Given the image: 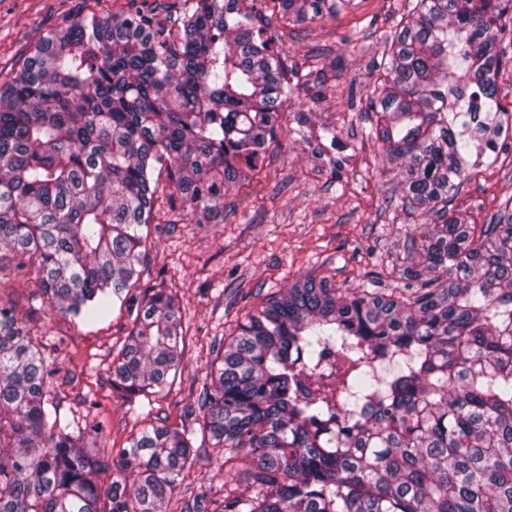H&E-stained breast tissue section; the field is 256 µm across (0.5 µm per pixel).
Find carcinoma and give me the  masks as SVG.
Masks as SVG:
<instances>
[{
	"label": "carcinoma",
	"mask_w": 512,
	"mask_h": 512,
	"mask_svg": "<svg viewBox=\"0 0 512 512\" xmlns=\"http://www.w3.org/2000/svg\"><path fill=\"white\" fill-rule=\"evenodd\" d=\"M178 19L94 12L41 36L0 83V253L33 265L60 316L119 301L130 332L112 389L150 400L183 363V315L136 288L142 228L166 203L198 223L252 185L294 95L278 30L257 0H185ZM286 22L354 0H272ZM373 31L385 50L362 140L399 168L386 199L428 226L386 274L351 290L304 274L247 312L209 365L193 426L149 424L99 449L60 419L53 374L0 302V512H512V198L485 224L454 202L484 160L512 156L499 77L512 0H408ZM292 132L337 174L336 129ZM167 172V181L158 173ZM245 488L199 490L179 510L197 440Z\"/></svg>",
	"instance_id": "carcinoma-1"
}]
</instances>
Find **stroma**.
<instances>
[{
  "instance_id": "obj_1",
  "label": "stroma",
  "mask_w": 512,
  "mask_h": 512,
  "mask_svg": "<svg viewBox=\"0 0 512 512\" xmlns=\"http://www.w3.org/2000/svg\"><path fill=\"white\" fill-rule=\"evenodd\" d=\"M160 6L173 13L183 0H0V81L49 30L92 11L127 15ZM404 8V0H354L336 18L288 27L283 47L298 78L289 111L312 112L315 124L346 136L369 126L365 94L379 76L373 62L383 48L358 32L368 25L390 28ZM279 140L261 173L260 192L246 186L229 192L235 214L197 224L185 212L164 210L144 230L137 286L172 291L183 314L185 347L180 373L152 402L132 405L111 391L112 357L130 329L124 310L114 307L100 321L74 323L51 310L34 282L15 281L12 266L0 269V301L14 303L33 340L43 344L64 419L97 428L110 448L125 447L144 424H181L184 406L205 380L212 348L234 334L244 313L309 272L361 287L376 259L414 229L411 216L385 207L399 176L383 168L375 148L357 149L339 177L298 136L284 133ZM510 196L512 165L498 161L482 167L456 206L483 224ZM238 482L237 471L222 467L205 448L180 494Z\"/></svg>"
}]
</instances>
